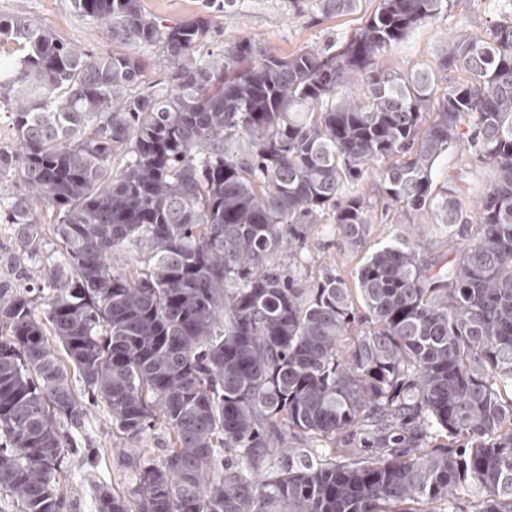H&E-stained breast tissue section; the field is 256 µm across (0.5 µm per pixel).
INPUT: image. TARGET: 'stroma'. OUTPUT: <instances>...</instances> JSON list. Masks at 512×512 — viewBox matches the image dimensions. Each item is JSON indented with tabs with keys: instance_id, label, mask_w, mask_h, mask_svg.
<instances>
[{
	"instance_id": "stroma-1",
	"label": "stroma",
	"mask_w": 512,
	"mask_h": 512,
	"mask_svg": "<svg viewBox=\"0 0 512 512\" xmlns=\"http://www.w3.org/2000/svg\"><path fill=\"white\" fill-rule=\"evenodd\" d=\"M315 0H142L146 12L171 20L198 16L211 19L208 47L217 51L232 46L240 38L255 39L268 51L287 56L308 48H322L349 37L361 27L374 9L367 0L360 10L320 18ZM1 16H24L34 19L64 41L97 53L121 51L106 33L79 18L71 9V0H0ZM494 16L487 0H457L454 8L433 23L419 26L379 58L380 66L398 70L406 66L436 62L441 46L460 33L484 35ZM436 184L448 183L471 195L492 181L493 172L475 166L462 149L444 154L433 170ZM364 195L371 216L365 240L351 245L340 239L334 225L313 227L303 259L294 266L297 275L315 280L325 270L339 273L347 283H354L355 272L376 249L393 239L407 237L411 225L386 210L374 180L361 179L353 186ZM36 245H24L14 225L0 223V279L26 288L45 287L44 270L59 258L60 247L51 225L40 227ZM70 387L84 408L81 427L70 429V447L60 474V488L73 502L72 512H96L100 489L124 493L134 483V473L120 464L119 453L126 440L113 427L105 404L92 401L78 374H71Z\"/></svg>"
}]
</instances>
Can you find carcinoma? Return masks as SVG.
I'll return each instance as SVG.
<instances>
[{
  "label": "carcinoma",
  "mask_w": 512,
  "mask_h": 512,
  "mask_svg": "<svg viewBox=\"0 0 512 512\" xmlns=\"http://www.w3.org/2000/svg\"><path fill=\"white\" fill-rule=\"evenodd\" d=\"M454 4L378 0L334 51L244 38L203 61L206 17L71 0L112 41L161 52L146 87L129 53L0 19V179L16 186L0 222L29 244L48 209L63 249L45 321L31 291L0 282V492L19 512L69 507L63 423L84 415L69 367L126 440L173 432L156 463L123 452L135 483L98 512H455L464 494L473 512H512V9L448 39L434 67L376 61ZM459 70L469 80L435 97ZM462 144L495 172L468 203L433 179ZM371 173L399 217L448 228V265L422 258L421 228L373 252L355 288L273 263L299 259L324 220L360 244L367 204L348 186ZM119 247L150 265L113 271ZM293 438L371 454L338 461Z\"/></svg>",
  "instance_id": "1"
}]
</instances>
